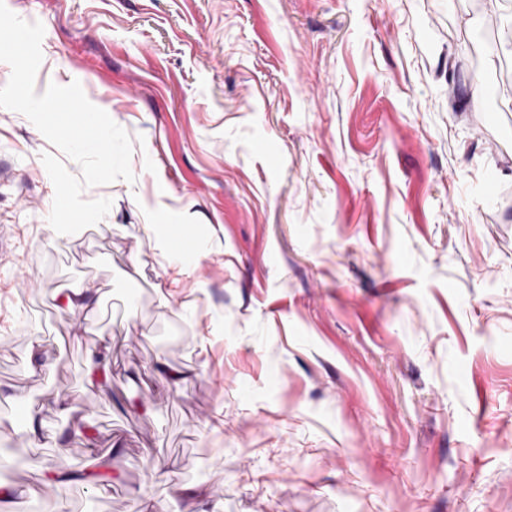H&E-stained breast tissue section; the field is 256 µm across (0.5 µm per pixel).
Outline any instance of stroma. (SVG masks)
<instances>
[{"label": "stroma", "mask_w": 512, "mask_h": 512, "mask_svg": "<svg viewBox=\"0 0 512 512\" xmlns=\"http://www.w3.org/2000/svg\"><path fill=\"white\" fill-rule=\"evenodd\" d=\"M133 141L99 223L0 108V440L26 512H512V44L487 0H5ZM188 261L161 252L180 230ZM87 301L71 318L57 300ZM108 345L102 390L88 350ZM183 369L179 386L160 367ZM63 400L74 428L40 449ZM107 490L44 471L89 452Z\"/></svg>", "instance_id": "35a3bbf8"}]
</instances>
